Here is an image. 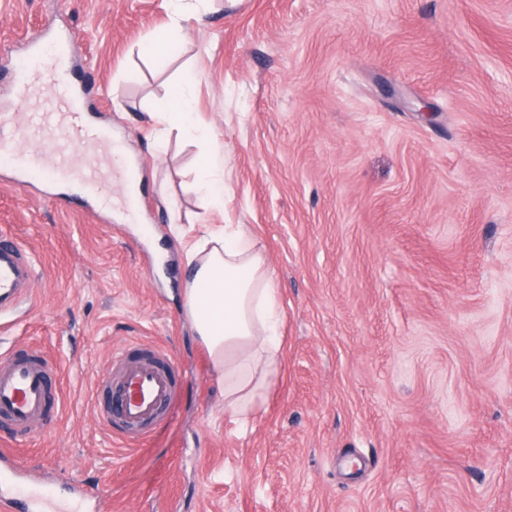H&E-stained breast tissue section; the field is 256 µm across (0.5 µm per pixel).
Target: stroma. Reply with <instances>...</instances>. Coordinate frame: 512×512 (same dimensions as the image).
Here are the masks:
<instances>
[{"instance_id":"stroma-1","label":"stroma","mask_w":512,"mask_h":512,"mask_svg":"<svg viewBox=\"0 0 512 512\" xmlns=\"http://www.w3.org/2000/svg\"><path fill=\"white\" fill-rule=\"evenodd\" d=\"M171 23L167 0H0V108L7 55L66 28L140 177L132 221L127 181L111 208H60L0 169V231L36 265L0 360L39 350L64 395L0 448L52 503L88 484L106 512H512V0H212ZM184 71L220 209L194 189L197 142H161L148 114ZM227 224L263 247L282 312L245 423L184 306L186 248ZM145 344L181 387L129 447L98 419L99 376Z\"/></svg>"}]
</instances>
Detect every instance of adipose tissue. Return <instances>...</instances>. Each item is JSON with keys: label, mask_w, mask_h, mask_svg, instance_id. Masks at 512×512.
Listing matches in <instances>:
<instances>
[{"label": "adipose tissue", "mask_w": 512, "mask_h": 512, "mask_svg": "<svg viewBox=\"0 0 512 512\" xmlns=\"http://www.w3.org/2000/svg\"><path fill=\"white\" fill-rule=\"evenodd\" d=\"M191 79H180L156 109L160 122L193 127ZM185 301L192 330L224 385V413L244 417L276 370L281 349L274 275L244 225L228 224L192 251Z\"/></svg>", "instance_id": "obj_1"}]
</instances>
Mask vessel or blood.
<instances>
[{"label": "vessel or blood", "instance_id": "obj_1", "mask_svg": "<svg viewBox=\"0 0 512 512\" xmlns=\"http://www.w3.org/2000/svg\"><path fill=\"white\" fill-rule=\"evenodd\" d=\"M63 41L48 35L33 43L12 66L16 76L13 109L0 114V159L17 176L12 185L25 192L30 179L46 176L59 181L81 180L97 200L112 199V182L123 177V146L109 126L88 120L75 87L64 79ZM45 137L40 151L19 148L21 139ZM78 145L94 149L83 169H72L65 149ZM35 274L32 261L10 235H0V319L30 304L28 291ZM102 383L110 400L102 404L103 426L127 445H134L163 421L179 384L178 372L164 351L123 353ZM63 401L56 364L34 351L0 363V424L29 436L52 425ZM27 488L15 468L0 464V512H15Z\"/></svg>", "mask_w": 512, "mask_h": 512}]
</instances>
